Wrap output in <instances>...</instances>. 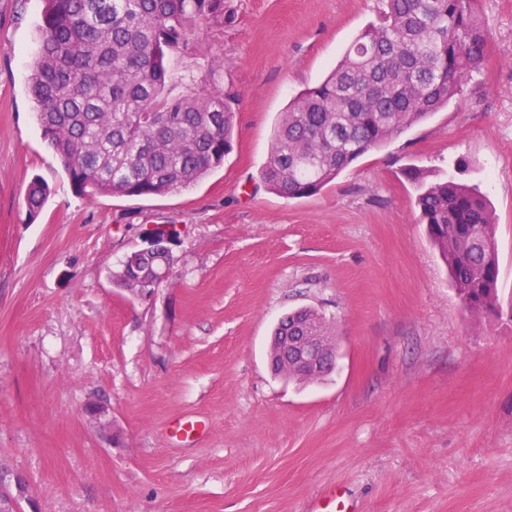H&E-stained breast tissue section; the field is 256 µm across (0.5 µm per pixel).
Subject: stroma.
<instances>
[{"label": "stroma", "mask_w": 512, "mask_h": 512, "mask_svg": "<svg viewBox=\"0 0 512 512\" xmlns=\"http://www.w3.org/2000/svg\"><path fill=\"white\" fill-rule=\"evenodd\" d=\"M488 60L459 99L318 193L259 178L289 101L378 20L376 0H230L195 47L237 96L233 149L164 196L82 195L28 91L42 0H0V466L18 512H512V0H480ZM478 185L498 315L461 303L408 168ZM51 194L37 216L33 179ZM156 224L179 238L143 295L113 280ZM312 307L334 369L275 375V324ZM104 410L95 419L86 406ZM205 421L199 439L174 436Z\"/></svg>", "instance_id": "stroma-1"}]
</instances>
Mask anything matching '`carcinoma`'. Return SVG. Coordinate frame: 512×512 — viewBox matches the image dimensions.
<instances>
[{
	"label": "carcinoma",
	"instance_id": "cac0c4a2",
	"mask_svg": "<svg viewBox=\"0 0 512 512\" xmlns=\"http://www.w3.org/2000/svg\"><path fill=\"white\" fill-rule=\"evenodd\" d=\"M363 29L317 86L299 92L275 123L261 180L287 198L309 196L365 153L378 149L462 94L487 55L489 30L478 0H380ZM40 46L29 75L43 139L84 195L156 196L190 187L232 149L235 96L224 64L208 60L178 97L166 93L167 58L188 53L200 25L233 21L228 0H43ZM420 186L419 221L453 288L472 313L499 304L495 224L471 185ZM48 186L31 183L29 215ZM131 257L113 275L144 288Z\"/></svg>",
	"mask_w": 512,
	"mask_h": 512
}]
</instances>
